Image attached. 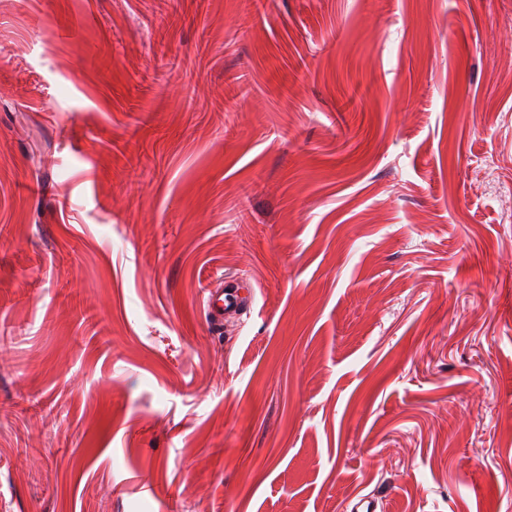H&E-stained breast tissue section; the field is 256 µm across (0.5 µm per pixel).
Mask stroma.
<instances>
[{"label": "stroma", "instance_id": "35a3bbf8", "mask_svg": "<svg viewBox=\"0 0 512 512\" xmlns=\"http://www.w3.org/2000/svg\"><path fill=\"white\" fill-rule=\"evenodd\" d=\"M369 493L512 512V0H0V512ZM223 288L222 282L218 288L209 290L206 300L207 316L215 327L223 325L224 314L251 311L256 304V289L250 283L233 279Z\"/></svg>", "mask_w": 512, "mask_h": 512}]
</instances>
